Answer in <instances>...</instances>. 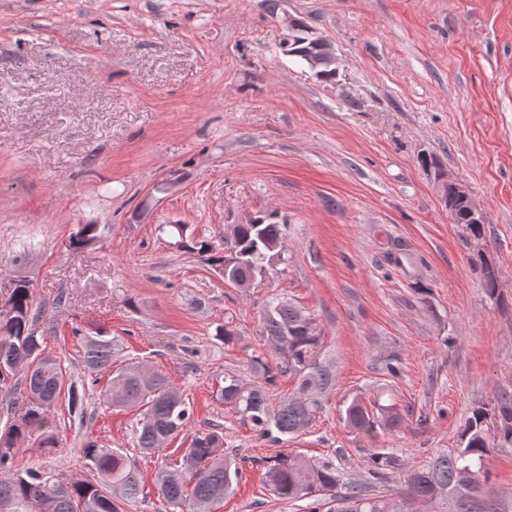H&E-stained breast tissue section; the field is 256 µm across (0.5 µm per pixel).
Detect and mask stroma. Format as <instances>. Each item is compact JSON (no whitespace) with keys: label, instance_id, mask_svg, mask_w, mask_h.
Segmentation results:
<instances>
[{"label":"stroma","instance_id":"stroma-1","mask_svg":"<svg viewBox=\"0 0 512 512\" xmlns=\"http://www.w3.org/2000/svg\"><path fill=\"white\" fill-rule=\"evenodd\" d=\"M278 3L0 0V274L29 275L46 349L84 396L57 407L54 453L23 443L17 467L89 479L78 448L90 435L137 460L127 512H168L157 471L215 429L243 466L218 512H308L310 500L271 494L267 458L287 450L359 479L375 447L422 465L474 407L512 391V0ZM288 16L335 43L337 82L282 52ZM424 154L482 212L495 295ZM257 212L276 213L287 252L247 294L160 230L177 222L219 246ZM82 224L100 238L69 251ZM275 296L311 314L335 376L314 423L278 442L216 393L260 346ZM101 329L119 365L147 363L193 409L153 454L133 445L136 412L108 404L110 372L83 362ZM188 347L203 353L191 369ZM356 397L393 406L398 425L372 442L353 433L342 416ZM487 468V500L512 512V447L492 449ZM476 257L474 259L475 270L479 272L480 280L486 292L492 296L498 288L499 269L485 253H478Z\"/></svg>","mask_w":512,"mask_h":512}]
</instances>
